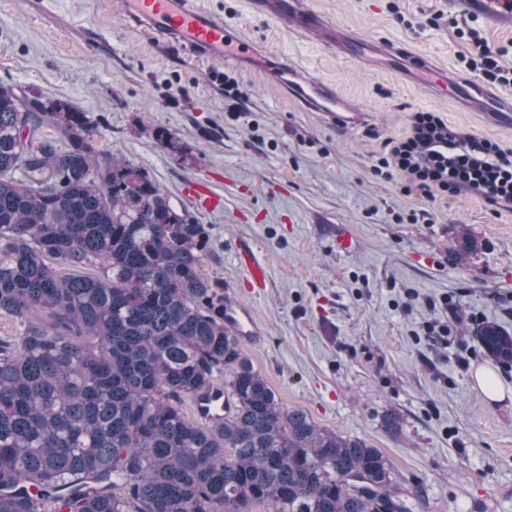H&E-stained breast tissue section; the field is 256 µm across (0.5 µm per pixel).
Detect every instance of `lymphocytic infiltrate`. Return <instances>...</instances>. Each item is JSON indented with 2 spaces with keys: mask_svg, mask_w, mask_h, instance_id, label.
Returning a JSON list of instances; mask_svg holds the SVG:
<instances>
[{
  "mask_svg": "<svg viewBox=\"0 0 512 512\" xmlns=\"http://www.w3.org/2000/svg\"><path fill=\"white\" fill-rule=\"evenodd\" d=\"M458 34L469 44L459 56L467 71L486 84H512L506 49L490 45L469 27H459ZM373 171L384 178L400 176L407 188L431 196L466 192L512 206V150L452 128L434 111L411 113L407 134L385 141Z\"/></svg>",
  "mask_w": 512,
  "mask_h": 512,
  "instance_id": "obj_1",
  "label": "lymphocytic infiltrate"
}]
</instances>
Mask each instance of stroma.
Wrapping results in <instances>:
<instances>
[{"label":"stroma","instance_id":"1","mask_svg":"<svg viewBox=\"0 0 512 512\" xmlns=\"http://www.w3.org/2000/svg\"><path fill=\"white\" fill-rule=\"evenodd\" d=\"M229 23L336 84L363 125L343 130L286 98L275 79L228 58L203 66L160 51L121 18V0H0V82L87 112L94 145L149 172L179 209L205 225L204 274L253 310L258 335L239 343L279 402L378 448L415 512H512V400L490 402L472 371L490 364L475 335L512 331V207L463 193L404 191L372 166L411 112L512 149V129L487 126L456 96L430 93L373 55L356 62L209 0ZM367 41H398L473 77L451 20L512 49V18L492 0H304ZM249 94L227 111L223 76ZM177 149L161 146L157 130ZM208 179L220 211L196 207L188 181ZM418 214L411 222L410 214ZM350 232L352 252L336 250ZM253 250L268 269L252 292L235 262ZM447 327L448 342L425 336Z\"/></svg>","mask_w":512,"mask_h":512}]
</instances>
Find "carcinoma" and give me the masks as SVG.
I'll use <instances>...</instances> for the list:
<instances>
[{"mask_svg":"<svg viewBox=\"0 0 512 512\" xmlns=\"http://www.w3.org/2000/svg\"><path fill=\"white\" fill-rule=\"evenodd\" d=\"M0 83V512H412L377 448L276 400L224 325L204 225ZM512 365V333L477 328ZM224 410L203 420L185 405Z\"/></svg>","mask_w":512,"mask_h":512,"instance_id":"cac0c4a2","label":"carcinoma"}]
</instances>
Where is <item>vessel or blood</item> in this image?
I'll use <instances>...</instances> for the list:
<instances>
[{"label":"vessel or blood","mask_w":512,"mask_h":512,"mask_svg":"<svg viewBox=\"0 0 512 512\" xmlns=\"http://www.w3.org/2000/svg\"><path fill=\"white\" fill-rule=\"evenodd\" d=\"M248 5L251 12L266 17L282 30L304 35L318 33L323 46L348 59L356 60L368 54L394 56L405 60L407 66L429 75L430 87L456 88L460 85L453 73L437 67L428 57L419 54L405 56L388 42L362 43L351 31L336 28L322 13L303 8L300 0H248ZM122 17L127 27L148 33L158 44L183 51L190 60H209L228 54L252 61L279 79L289 95L305 109L320 113L337 127L353 128L365 119L364 113L350 107L335 84L310 80L303 68L226 23L222 14L205 7L202 0H123ZM466 100L489 106L491 124L512 127V100H501L477 87L467 94ZM186 192L204 209L216 210L223 206L221 198L212 194L204 183H191ZM236 259L245 273L248 288L259 290L266 287L268 270L251 249H240ZM224 322L242 336L255 332L251 307L235 298L224 300Z\"/></svg>","instance_id":"1"}]
</instances>
